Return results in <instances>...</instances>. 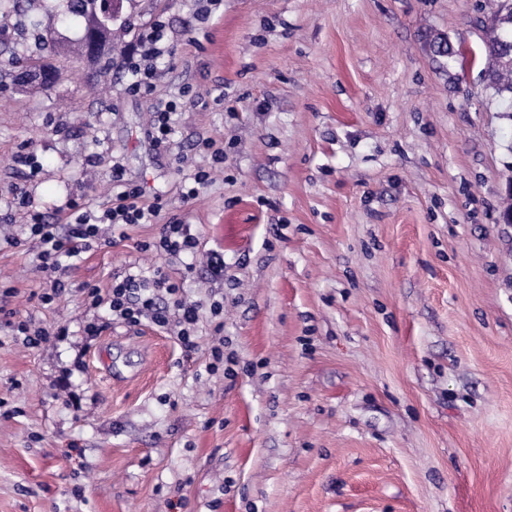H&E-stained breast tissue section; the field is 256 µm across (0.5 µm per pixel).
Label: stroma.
I'll return each instance as SVG.
<instances>
[{"label":"stroma","instance_id":"1","mask_svg":"<svg viewBox=\"0 0 512 512\" xmlns=\"http://www.w3.org/2000/svg\"><path fill=\"white\" fill-rule=\"evenodd\" d=\"M204 5L123 0L125 44L162 21L178 45L150 96L121 65L72 57L82 21L40 12L49 49L29 18L7 33L57 80L29 93L0 74V283L16 290L0 512H512V104L483 53L496 0ZM158 100L178 105L168 148L147 134ZM179 154L213 172L187 203ZM116 161L163 222L191 224L195 256L141 251L159 227L137 224L40 304L36 248L9 241L26 222L12 188L50 221L73 197L100 211ZM133 264L184 279L194 351L84 306L82 284ZM22 322L64 334L30 349Z\"/></svg>","mask_w":512,"mask_h":512}]
</instances>
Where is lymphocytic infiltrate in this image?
<instances>
[{"label":"lymphocytic infiltrate","instance_id":"lymphocytic-infiltrate-1","mask_svg":"<svg viewBox=\"0 0 512 512\" xmlns=\"http://www.w3.org/2000/svg\"><path fill=\"white\" fill-rule=\"evenodd\" d=\"M175 53V41L166 38L163 27L142 32L135 48L123 59L133 77L130 91L151 94L156 78L155 62ZM162 210L161 201L142 202L140 188L125 179L122 165L116 163L112 166V203L102 216L93 215L73 198L62 209L61 223H50L38 211L30 213L28 240L37 248L38 271L51 285L49 291L38 294V301L51 304L65 291L64 276L69 260L89 248L92 241L101 239L104 232H121L133 224H161ZM161 226L159 237L143 243V250L171 257L194 254L196 238L189 225L178 222ZM182 290V282L160 267L148 275L137 271L113 279L111 287L105 290L89 283L81 288L90 307L107 306L113 319L131 326L147 321L163 329H175L180 342L191 350L195 347L193 335L199 306L187 300Z\"/></svg>","mask_w":512,"mask_h":512}]
</instances>
